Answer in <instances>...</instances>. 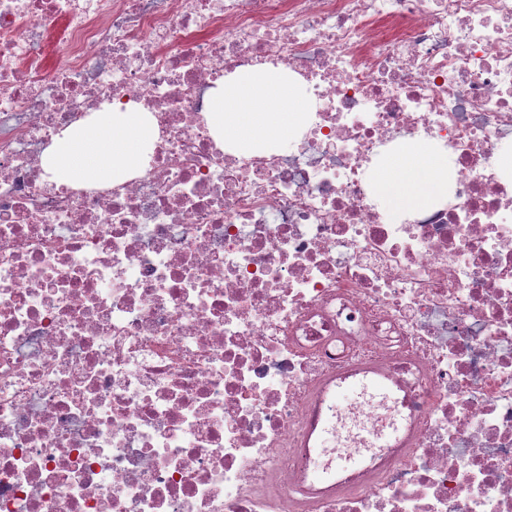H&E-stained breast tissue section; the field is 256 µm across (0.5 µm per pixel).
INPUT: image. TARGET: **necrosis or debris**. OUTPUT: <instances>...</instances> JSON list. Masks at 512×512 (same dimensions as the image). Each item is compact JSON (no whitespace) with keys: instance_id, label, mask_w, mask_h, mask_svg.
<instances>
[{"instance_id":"4bbe7bcc","label":"necrosis or debris","mask_w":512,"mask_h":512,"mask_svg":"<svg viewBox=\"0 0 512 512\" xmlns=\"http://www.w3.org/2000/svg\"><path fill=\"white\" fill-rule=\"evenodd\" d=\"M259 66L306 119L246 156L207 112ZM107 105L153 117L144 169L50 181ZM413 138L448 193L391 218L366 173ZM509 149L512 0H0V512H512ZM356 371L406 423L338 478L390 410L312 455Z\"/></svg>"}]
</instances>
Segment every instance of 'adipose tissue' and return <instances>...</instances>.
<instances>
[{
	"label": "adipose tissue",
	"instance_id": "adipose-tissue-1",
	"mask_svg": "<svg viewBox=\"0 0 512 512\" xmlns=\"http://www.w3.org/2000/svg\"><path fill=\"white\" fill-rule=\"evenodd\" d=\"M305 110V95L287 74L256 69L225 79L214 90L209 121L244 154L287 144ZM157 136L147 113L105 109L63 132L44 156V167L60 185H102L140 170ZM377 195L393 212L427 205L448 184V157L432 143L415 139L386 156L373 173Z\"/></svg>",
	"mask_w": 512,
	"mask_h": 512
}]
</instances>
